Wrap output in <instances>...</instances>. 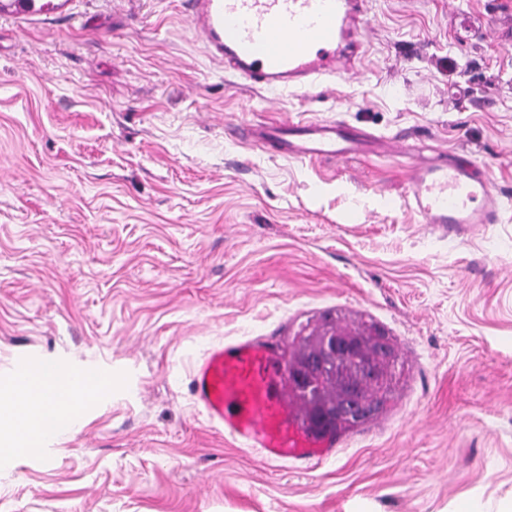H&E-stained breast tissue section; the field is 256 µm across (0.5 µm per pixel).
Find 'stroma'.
<instances>
[{
  "instance_id": "stroma-1",
  "label": "stroma",
  "mask_w": 512,
  "mask_h": 512,
  "mask_svg": "<svg viewBox=\"0 0 512 512\" xmlns=\"http://www.w3.org/2000/svg\"><path fill=\"white\" fill-rule=\"evenodd\" d=\"M57 2L0 11V397L45 362L110 387L77 432L0 442V512H504L512 0H366L357 68L306 94L225 71L188 0ZM305 120L378 151L296 161L246 136ZM415 152L474 160L501 223H420ZM326 312L392 337L385 413L305 461L205 421L188 384L209 347Z\"/></svg>"
}]
</instances>
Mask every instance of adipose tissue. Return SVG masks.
<instances>
[{
  "label": "adipose tissue",
  "instance_id": "1",
  "mask_svg": "<svg viewBox=\"0 0 512 512\" xmlns=\"http://www.w3.org/2000/svg\"><path fill=\"white\" fill-rule=\"evenodd\" d=\"M92 395L88 380L80 373L71 374L65 382L45 366L19 368L13 394L0 403L1 417L22 422L9 438L13 452L29 454L37 445L80 428L83 406Z\"/></svg>",
  "mask_w": 512,
  "mask_h": 512
}]
</instances>
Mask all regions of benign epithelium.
<instances>
[{
    "label": "benign epithelium",
    "mask_w": 512,
    "mask_h": 512,
    "mask_svg": "<svg viewBox=\"0 0 512 512\" xmlns=\"http://www.w3.org/2000/svg\"><path fill=\"white\" fill-rule=\"evenodd\" d=\"M317 346L303 362L291 368L290 379L308 393L328 376L335 377L342 393L333 409L314 412L312 427L336 421L356 425L386 409L387 393L394 384L396 354L386 331L370 324L342 333L319 324Z\"/></svg>",
    "instance_id": "7a95c632"
}]
</instances>
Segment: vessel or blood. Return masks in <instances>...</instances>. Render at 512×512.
Wrapping results in <instances>:
<instances>
[{
    "label": "vessel or blood",
    "instance_id": "1",
    "mask_svg": "<svg viewBox=\"0 0 512 512\" xmlns=\"http://www.w3.org/2000/svg\"><path fill=\"white\" fill-rule=\"evenodd\" d=\"M190 23L226 70L260 87L306 92L356 68L365 0H189ZM364 134L336 123L271 124L255 142L300 160L342 158ZM406 206L422 223H499L505 205L474 167L441 152L410 164ZM194 404L245 447L272 459L327 453L332 438L311 432L289 382L286 360L260 339L210 348L191 377Z\"/></svg>",
    "mask_w": 512,
    "mask_h": 512
}]
</instances>
